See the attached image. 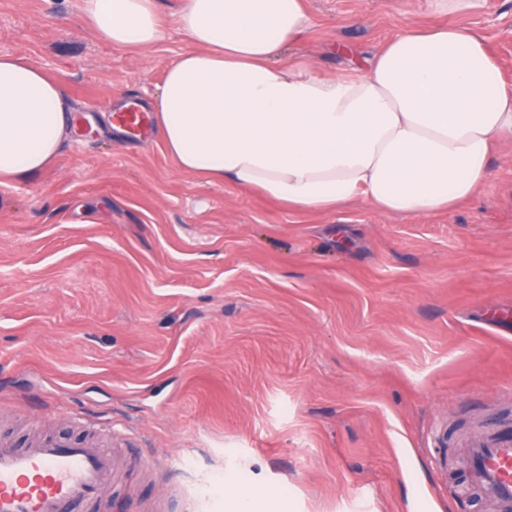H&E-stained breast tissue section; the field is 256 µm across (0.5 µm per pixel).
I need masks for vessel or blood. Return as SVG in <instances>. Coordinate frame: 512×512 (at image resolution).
Here are the masks:
<instances>
[{
	"label": "vessel or blood",
	"mask_w": 512,
	"mask_h": 512,
	"mask_svg": "<svg viewBox=\"0 0 512 512\" xmlns=\"http://www.w3.org/2000/svg\"><path fill=\"white\" fill-rule=\"evenodd\" d=\"M115 427L82 440L39 435L19 447L0 435V512H78L100 504L126 462L102 445ZM467 483L500 512H512V439L484 431L468 444Z\"/></svg>",
	"instance_id": "obj_1"
}]
</instances>
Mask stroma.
Wrapping results in <instances>:
<instances>
[{"instance_id": "obj_1", "label": "stroma", "mask_w": 512, "mask_h": 512, "mask_svg": "<svg viewBox=\"0 0 512 512\" xmlns=\"http://www.w3.org/2000/svg\"><path fill=\"white\" fill-rule=\"evenodd\" d=\"M286 57L361 73L402 29L483 35L512 84V0L448 16L435 0H307ZM137 51L95 35L76 0H0V53L57 79L81 122L46 170L0 185V430L29 419L123 432L125 483L100 512H494L453 494L462 445L512 437V148L454 210L402 216L363 198L298 214L178 171L149 111L188 48L174 0ZM222 488L201 499L212 477Z\"/></svg>"}]
</instances>
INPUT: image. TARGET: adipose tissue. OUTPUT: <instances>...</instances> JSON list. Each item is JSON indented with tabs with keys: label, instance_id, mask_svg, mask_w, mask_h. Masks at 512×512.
Returning a JSON list of instances; mask_svg holds the SVG:
<instances>
[{
	"label": "adipose tissue",
	"instance_id": "1",
	"mask_svg": "<svg viewBox=\"0 0 512 512\" xmlns=\"http://www.w3.org/2000/svg\"><path fill=\"white\" fill-rule=\"evenodd\" d=\"M112 46L164 37L159 0H79ZM192 46L152 105L185 175L253 189L288 210L333 213L361 196L380 213L447 212L512 145V85L484 37L454 24L390 38L365 72L284 58L312 19L304 0H177ZM75 121L61 86L0 55V182L50 167Z\"/></svg>",
	"mask_w": 512,
	"mask_h": 512
}]
</instances>
